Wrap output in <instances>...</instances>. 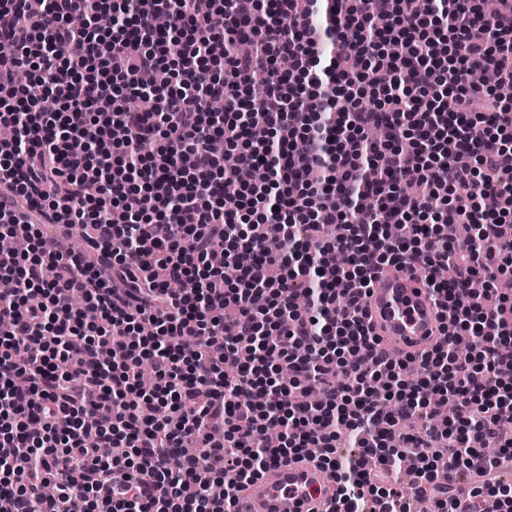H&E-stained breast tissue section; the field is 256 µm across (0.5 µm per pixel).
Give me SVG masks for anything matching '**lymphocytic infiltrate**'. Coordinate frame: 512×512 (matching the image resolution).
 Wrapping results in <instances>:
<instances>
[{"instance_id": "f902f5d3", "label": "lymphocytic infiltrate", "mask_w": 512, "mask_h": 512, "mask_svg": "<svg viewBox=\"0 0 512 512\" xmlns=\"http://www.w3.org/2000/svg\"><path fill=\"white\" fill-rule=\"evenodd\" d=\"M71 2L0 0V234L39 240L45 220L91 248L0 253V512H232L312 448L339 512H412L404 457L428 484L483 476L432 512H512L495 477L512 462V318L469 288L512 275V102L469 81L512 83V0H81L115 16L104 34L70 25ZM23 68L59 112L25 98ZM396 265L455 276L431 283L444 341L392 362L362 299ZM445 400L460 420H434Z\"/></svg>"}]
</instances>
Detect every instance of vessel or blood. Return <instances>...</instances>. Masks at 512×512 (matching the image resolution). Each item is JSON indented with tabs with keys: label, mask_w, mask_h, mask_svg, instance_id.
I'll return each instance as SVG.
<instances>
[{
	"label": "vessel or blood",
	"mask_w": 512,
	"mask_h": 512,
	"mask_svg": "<svg viewBox=\"0 0 512 512\" xmlns=\"http://www.w3.org/2000/svg\"><path fill=\"white\" fill-rule=\"evenodd\" d=\"M365 305L375 333L399 354H420L440 339L442 309L423 272L395 266L379 273ZM338 498L331 471L304 460L275 466L246 486L234 512H334Z\"/></svg>",
	"instance_id": "obj_1"
}]
</instances>
